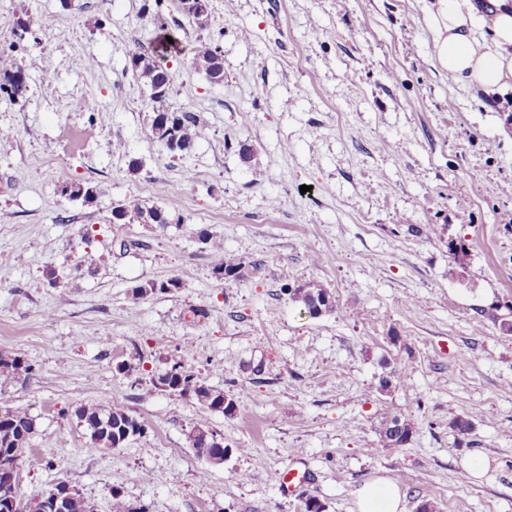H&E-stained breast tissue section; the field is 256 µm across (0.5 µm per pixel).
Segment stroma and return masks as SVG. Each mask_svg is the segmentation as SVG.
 Segmentation results:
<instances>
[{"instance_id": "obj_1", "label": "stroma", "mask_w": 512, "mask_h": 512, "mask_svg": "<svg viewBox=\"0 0 512 512\" xmlns=\"http://www.w3.org/2000/svg\"><path fill=\"white\" fill-rule=\"evenodd\" d=\"M143 3L0 0V51L28 85L19 101L0 93V353L37 368L0 385V409L36 420L20 495L64 480L94 512L117 497L146 512H300L274 479L297 466L327 512H354L356 488L378 476L404 512H512L502 106L435 64L422 0H212L211 29L181 18L182 51L163 59L168 105L204 125L176 156L150 139V88L128 66L134 44L162 33ZM27 12L40 26L22 36ZM213 40L220 84L191 66ZM72 181L108 191L85 205L60 195ZM133 199L176 223L113 225L115 204ZM115 231L129 246L110 256ZM203 232L243 278L214 274ZM453 239L469 259L452 279ZM171 277L179 289L131 293ZM309 280L333 311L312 317L285 295ZM176 364L234 398L233 414L155 389ZM82 404L121 405L146 431L92 448ZM394 416L414 432L386 448L379 430ZM461 416L470 434L452 428ZM200 421L223 463L190 447Z\"/></svg>"}]
</instances>
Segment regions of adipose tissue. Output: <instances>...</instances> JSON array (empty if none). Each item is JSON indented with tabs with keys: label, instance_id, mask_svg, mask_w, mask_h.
<instances>
[{
	"label": "adipose tissue",
	"instance_id": "ef3b65f1",
	"mask_svg": "<svg viewBox=\"0 0 512 512\" xmlns=\"http://www.w3.org/2000/svg\"><path fill=\"white\" fill-rule=\"evenodd\" d=\"M433 59L457 84L490 100L512 94V0H423ZM399 487L379 477L355 492L356 512H403Z\"/></svg>",
	"mask_w": 512,
	"mask_h": 512
}]
</instances>
